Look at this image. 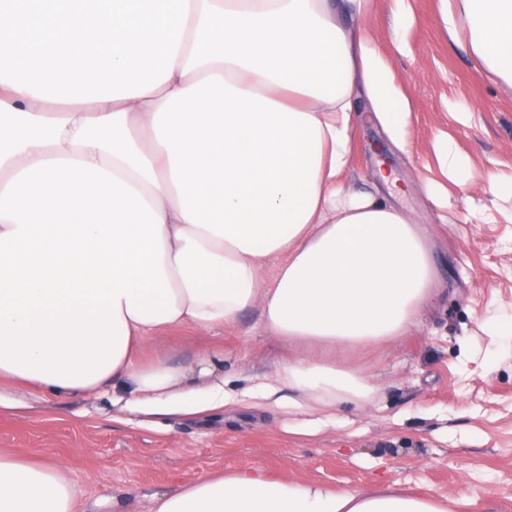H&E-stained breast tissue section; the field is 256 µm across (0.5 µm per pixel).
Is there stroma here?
Wrapping results in <instances>:
<instances>
[{
    "label": "stroma",
    "mask_w": 512,
    "mask_h": 512,
    "mask_svg": "<svg viewBox=\"0 0 512 512\" xmlns=\"http://www.w3.org/2000/svg\"><path fill=\"white\" fill-rule=\"evenodd\" d=\"M413 56L391 54L416 112L407 151L391 166L411 211L430 234L439 301L401 346L369 348L361 361L375 377L369 398H344L327 419L288 408L261 411L250 401L207 424L171 418L156 428L113 422L107 400H50L40 413L0 415V448L43 461L68 460L82 512H149L156 492L177 489L206 470L259 468L303 482L353 489L379 482L476 504L512 499V341L485 335L494 316L512 315V221L470 216L488 195L449 186L448 218L424 197L445 132L483 173L512 174V91L491 81L468 46L449 43L435 17L438 0H411ZM169 360L221 361L237 393L272 372L288 347L243 313L223 335H171Z\"/></svg>",
    "instance_id": "35a3bbf8"
}]
</instances>
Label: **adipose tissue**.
Here are the masks:
<instances>
[{"label":"adipose tissue","instance_id":"adipose-tissue-1","mask_svg":"<svg viewBox=\"0 0 512 512\" xmlns=\"http://www.w3.org/2000/svg\"><path fill=\"white\" fill-rule=\"evenodd\" d=\"M0 0V409L15 391L107 398L118 421L234 404L211 359L164 353L171 331L219 333L258 309L288 345L260 407L324 412L369 397L344 357L399 343L434 301L435 255L375 178L353 181L360 132L406 150L414 104L384 53L413 55L410 0ZM438 26L512 88V0H439ZM448 186L512 201L447 134ZM62 460L0 449V512H78ZM396 484L337 490L258 468L208 471L151 512H458Z\"/></svg>","mask_w":512,"mask_h":512}]
</instances>
